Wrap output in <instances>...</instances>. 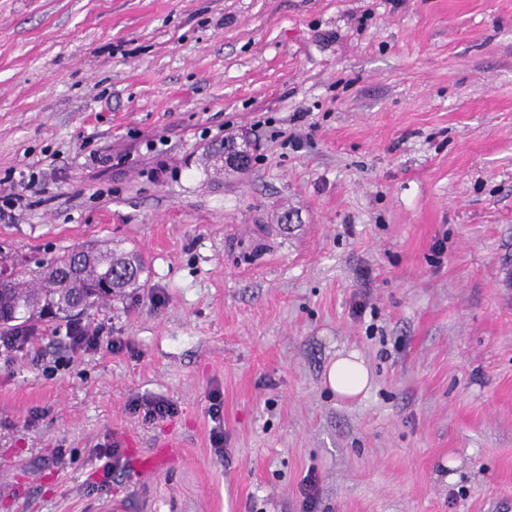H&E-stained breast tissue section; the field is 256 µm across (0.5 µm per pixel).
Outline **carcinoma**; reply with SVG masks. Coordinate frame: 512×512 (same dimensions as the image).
I'll return each mask as SVG.
<instances>
[{"instance_id": "cac0c4a2", "label": "carcinoma", "mask_w": 512, "mask_h": 512, "mask_svg": "<svg viewBox=\"0 0 512 512\" xmlns=\"http://www.w3.org/2000/svg\"><path fill=\"white\" fill-rule=\"evenodd\" d=\"M75 257L81 273L69 278L61 270L68 255L35 264L10 260L12 280L0 287V336L26 335L36 330L37 322L50 315L57 320L69 318L84 305L110 300L139 286L145 270L142 256L136 252L114 254L112 250L83 247ZM107 281L113 291L98 290Z\"/></svg>"}]
</instances>
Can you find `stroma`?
Segmentation results:
<instances>
[{
	"label": "stroma",
	"instance_id": "obj_1",
	"mask_svg": "<svg viewBox=\"0 0 512 512\" xmlns=\"http://www.w3.org/2000/svg\"><path fill=\"white\" fill-rule=\"evenodd\" d=\"M29 173L1 254L146 270L78 315L129 350L53 320L0 359V512H303L309 473L314 512H512V0H0V181ZM67 335L73 350L86 353L100 351L105 343L98 328H91L81 323L72 324ZM372 383L369 365L356 350H338L323 372V384L341 399L364 396ZM212 403L210 405V417L215 423L211 429V441L214 455L217 458H224V416H223V402L220 395L211 393L210 397ZM131 409L134 412L143 410L145 419L157 420L173 417L177 413V407L174 403L164 399H153L139 402L134 401Z\"/></svg>",
	"mask_w": 512,
	"mask_h": 512
}]
</instances>
